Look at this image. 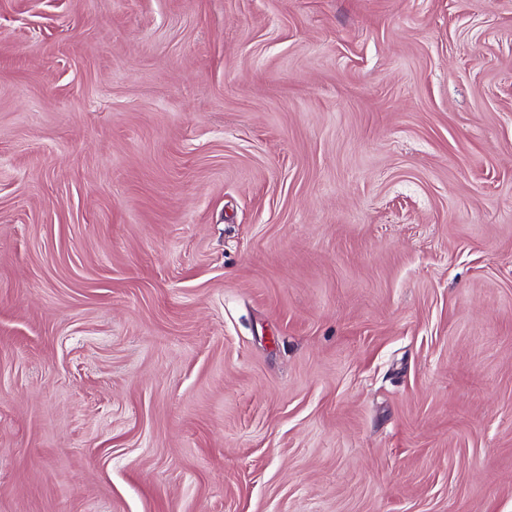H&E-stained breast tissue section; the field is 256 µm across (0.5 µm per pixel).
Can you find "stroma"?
I'll use <instances>...</instances> for the list:
<instances>
[{"mask_svg":"<svg viewBox=\"0 0 512 512\" xmlns=\"http://www.w3.org/2000/svg\"><path fill=\"white\" fill-rule=\"evenodd\" d=\"M0 512H512V0H0Z\"/></svg>","mask_w":512,"mask_h":512,"instance_id":"obj_1","label":"stroma"}]
</instances>
